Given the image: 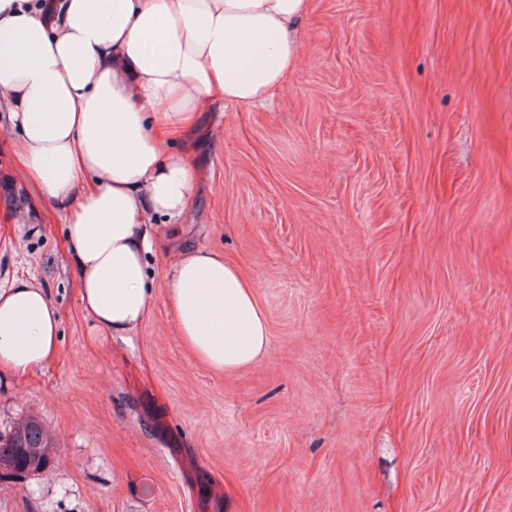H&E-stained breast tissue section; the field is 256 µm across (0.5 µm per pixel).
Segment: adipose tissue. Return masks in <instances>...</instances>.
Here are the masks:
<instances>
[{"label": "adipose tissue", "instance_id": "1", "mask_svg": "<svg viewBox=\"0 0 512 512\" xmlns=\"http://www.w3.org/2000/svg\"><path fill=\"white\" fill-rule=\"evenodd\" d=\"M314 0H0V100L21 156L64 215L79 302L124 337L149 316V214L178 222L195 183L190 137L218 101L265 102L301 58ZM166 302L184 346L232 373L269 342L254 287L231 261L180 251ZM61 318L46 291L0 289V368L21 377L54 354Z\"/></svg>", "mask_w": 512, "mask_h": 512}]
</instances>
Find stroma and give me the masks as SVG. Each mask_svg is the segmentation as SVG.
Returning a JSON list of instances; mask_svg holds the SVG:
<instances>
[{
	"mask_svg": "<svg viewBox=\"0 0 512 512\" xmlns=\"http://www.w3.org/2000/svg\"><path fill=\"white\" fill-rule=\"evenodd\" d=\"M8 112L0 287L45 288L61 327L44 368L0 373V433L34 417L56 442L0 512H512V0H315L287 87L173 143L197 184L126 341L82 309ZM184 246L252 283L255 363L184 347Z\"/></svg>",
	"mask_w": 512,
	"mask_h": 512,
	"instance_id": "1",
	"label": "stroma"
}]
</instances>
